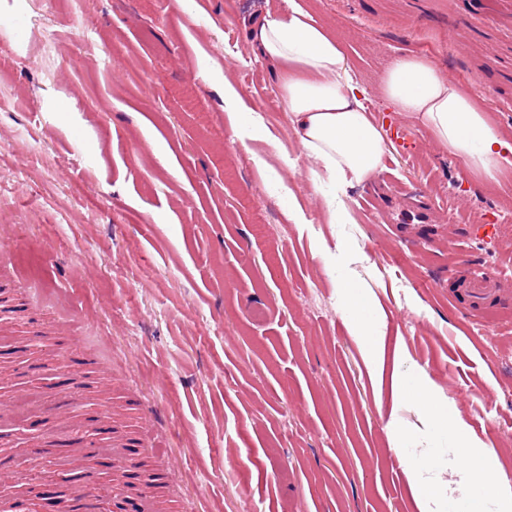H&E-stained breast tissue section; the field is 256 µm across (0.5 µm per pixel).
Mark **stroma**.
Segmentation results:
<instances>
[{"instance_id":"obj_1","label":"stroma","mask_w":512,"mask_h":512,"mask_svg":"<svg viewBox=\"0 0 512 512\" xmlns=\"http://www.w3.org/2000/svg\"><path fill=\"white\" fill-rule=\"evenodd\" d=\"M300 2L345 41L390 150L339 192L347 223L320 221L315 163L241 26L286 0H0V364L76 350L72 414L109 404L134 436L142 397L158 433L143 459L176 475L166 512H416L402 448L440 451L452 483L425 405L380 398L347 284L404 342L402 378L440 386L512 480V296L492 320L453 293L464 264L512 289V162L484 183L378 92L395 58L425 57L512 133V0ZM225 66L265 126L245 148L212 80ZM282 151L278 184L252 157ZM409 203L429 220L404 230L391 217Z\"/></svg>"}]
</instances>
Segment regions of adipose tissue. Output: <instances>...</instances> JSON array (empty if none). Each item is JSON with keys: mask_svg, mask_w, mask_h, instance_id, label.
I'll return each mask as SVG.
<instances>
[{"mask_svg": "<svg viewBox=\"0 0 512 512\" xmlns=\"http://www.w3.org/2000/svg\"><path fill=\"white\" fill-rule=\"evenodd\" d=\"M245 32L280 85L298 152L320 166L313 182L340 189L379 173L388 145L363 105L366 90L350 76L346 49L335 33L296 0L284 11L265 8ZM381 90L395 111L428 129L436 143L485 180H495L501 160L512 153V138L494 129L473 99L428 59L396 58L381 79ZM241 103L232 79H225L224 110L234 137L243 142L263 125ZM440 420L465 461L460 482L470 498L486 512H512V481L493 443L472 438L458 411Z\"/></svg>", "mask_w": 512, "mask_h": 512, "instance_id": "adipose-tissue-1", "label": "adipose tissue"}]
</instances>
